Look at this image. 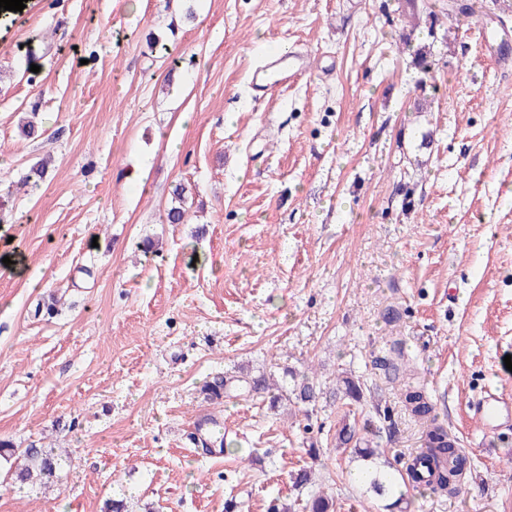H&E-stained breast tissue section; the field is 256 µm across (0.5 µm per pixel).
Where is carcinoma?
<instances>
[{"label":"carcinoma","mask_w":512,"mask_h":512,"mask_svg":"<svg viewBox=\"0 0 512 512\" xmlns=\"http://www.w3.org/2000/svg\"><path fill=\"white\" fill-rule=\"evenodd\" d=\"M413 65L420 72L428 75L432 72L434 59L430 48L423 46L413 52ZM173 195L177 205L168 210V221L180 224L185 219L184 204L189 198L187 187L179 182L174 186ZM293 381L291 389L282 391L273 397L275 402H292L308 411L309 406L316 405L323 392L314 379L306 373L299 375L288 370ZM245 391L251 395L265 394L270 390L269 379L265 374L249 376L242 379ZM233 381L217 377L203 387L205 394L215 398L222 395V390L235 389ZM335 394L351 403H359L363 399V389L359 380L352 374L343 372L336 377ZM405 402L411 411L422 420L424 427L422 450L411 460L406 468L399 472L401 480L409 485H416L421 479H426V486L433 491L456 492L463 482L467 470V458L458 448L457 438L437 423L433 414V406L429 403L424 391L418 385H410L406 389ZM336 448L350 452L355 459L365 462L364 471L368 473L361 484L379 497L392 493L393 483L389 473L378 468L380 457L377 450L372 448L371 441L356 437L355 429L342 423L336 428ZM17 453L24 463L12 473L14 481L20 486L47 485L58 481L61 468V458L54 449L42 445L31 444L27 448H13L8 443L0 442V454Z\"/></svg>","instance_id":"1"}]
</instances>
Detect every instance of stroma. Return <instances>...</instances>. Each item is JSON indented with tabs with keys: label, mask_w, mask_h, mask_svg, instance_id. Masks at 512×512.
<instances>
[{
	"label": "stroma",
	"mask_w": 512,
	"mask_h": 512,
	"mask_svg": "<svg viewBox=\"0 0 512 512\" xmlns=\"http://www.w3.org/2000/svg\"><path fill=\"white\" fill-rule=\"evenodd\" d=\"M23 2L0 11V440L67 464L56 486L20 488L0 458V512H304L320 495L387 512L334 434L379 405L387 459L420 450L406 378L375 364L394 339L471 461L455 496L396 484L408 512H512V426L485 436L472 411L486 385L512 395V65L485 43L512 37V8ZM427 43L422 88L411 53ZM276 45L311 66L255 95ZM32 114L42 134L26 139ZM178 181L196 192L170 224ZM51 294L58 312L36 314ZM287 366L325 391L311 417L201 391ZM345 369L354 409L332 394ZM212 415L224 448L207 453L195 435ZM302 468L314 479L297 489ZM336 397L347 399L351 403H360L363 399V389L360 381L352 373L342 372L336 377Z\"/></svg>",
	"instance_id": "35a3bbf8"
}]
</instances>
